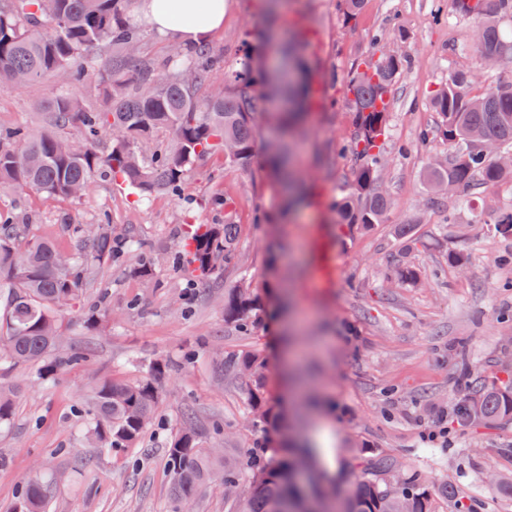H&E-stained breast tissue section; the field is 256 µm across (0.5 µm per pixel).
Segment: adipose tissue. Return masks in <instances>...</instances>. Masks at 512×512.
<instances>
[{"mask_svg":"<svg viewBox=\"0 0 512 512\" xmlns=\"http://www.w3.org/2000/svg\"><path fill=\"white\" fill-rule=\"evenodd\" d=\"M227 0H207L197 10L196 0H139L138 10L158 32L178 41L194 43L224 25Z\"/></svg>","mask_w":512,"mask_h":512,"instance_id":"obj_1","label":"adipose tissue"}]
</instances>
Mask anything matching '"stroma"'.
I'll return each instance as SVG.
<instances>
[{"label":"stroma","mask_w":512,"mask_h":512,"mask_svg":"<svg viewBox=\"0 0 512 512\" xmlns=\"http://www.w3.org/2000/svg\"><path fill=\"white\" fill-rule=\"evenodd\" d=\"M264 0H227L224 26L208 40L224 59L213 76L238 67L243 41L265 58L293 32L303 38L309 73L297 74L302 130L292 137L290 168L312 203L293 202L269 172L268 146L280 139L268 120L280 97L263 95L249 171L225 166L222 154L203 158L184 193L146 202L107 178H96L76 198L50 199L0 184V212L27 225V238L49 237L75 253L78 224H109L132 240L123 258L87 271L78 300L60 308L61 354L86 353L54 382L41 384L35 367L0 366V383L20 387L15 417L0 430V512H13L17 487L33 469L51 480L45 512H170L166 447L184 411L197 418L202 447L241 459L259 434L249 425V402L240 379L226 375L215 355L256 352L267 361L264 396L281 416L295 419L299 437L311 438L333 422L335 475L350 490V462L387 457L415 469L450 496L435 495V512H512V421L492 428L460 425L456 409L475 379L503 376L512 359V238L479 221L488 206L512 207V179L470 186L433 203L426 191L429 157L444 156L438 139L418 145L420 129L439 120L432 95L449 72L479 76V89L512 82V66L485 60L470 48L472 22L454 14L449 0H367L355 26H344L338 0H283L276 16ZM398 32L399 51L411 65L398 84L389 117L388 164L382 185L392 203L386 223L367 230L336 222L331 208L354 161L337 147L353 127L341 86L369 55L373 35ZM55 75L17 89H0V129L48 127L47 102L66 88ZM408 146L400 156V146ZM232 199L241 226L239 265L216 287L200 286L190 301L188 283L167 265L153 280L134 269L143 252H170L185 221L220 224L223 211L206 206L214 195ZM412 225L407 246L395 227ZM465 258L456 267L453 255ZM418 270L417 283L399 281L396 265ZM248 278L263 310L251 335L224 320V292ZM97 316L96 327L85 320ZM171 362L160 390L157 419L138 447L115 451L83 445L84 400L93 376L134 381L156 361ZM223 433H215V424Z\"/></svg>","instance_id":"stroma-1"}]
</instances>
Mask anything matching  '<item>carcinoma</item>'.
<instances>
[{"mask_svg": "<svg viewBox=\"0 0 512 512\" xmlns=\"http://www.w3.org/2000/svg\"><path fill=\"white\" fill-rule=\"evenodd\" d=\"M365 0H342L343 22L356 24ZM132 0H9L0 6V87H12L15 77L32 83L62 73L69 83L93 84L96 99L86 100L65 91L51 101L52 129L32 134L25 127L0 129V183L12 184L49 198H68L85 192L96 177L104 176L143 200L154 193L183 194L195 163L220 152L224 163L248 170L254 156L252 129L260 111L256 69L250 55L224 77V89L210 90L213 73L222 62L207 44L171 50L169 65L157 69L138 51L141 27L130 20ZM454 13L473 20L469 40L487 61L512 60V35L501 20L512 15V0H452ZM379 44L344 81L353 110L354 131L341 152L355 159L350 178L335 204L338 223L363 229L388 220L390 200L380 187L388 162L386 134L396 82L410 65L405 54H394L389 41ZM101 45L112 54L101 63L90 54ZM473 77L463 70L448 75L434 91L432 104L440 116L436 126L424 129L420 140L433 136L448 146L446 166L428 168L427 184L438 195L455 193L479 180L496 183L512 177L486 155L481 144L494 142L512 154V83L471 91ZM75 127L79 142L67 141L58 129ZM165 130L167 143L156 141ZM111 137V149L101 156L95 144ZM70 148L62 150L61 143ZM224 223L189 224L171 253L170 267L178 275H193L203 283H217L224 270L239 262L241 225L225 197ZM479 223L495 225L503 238L512 236V209L480 213ZM24 225L7 217L0 221V363L38 365L37 378L51 382L66 367L85 361L75 353L54 356L59 344L57 311L77 300L84 269L112 262L130 240L96 226L94 236L81 235L83 252L59 261L61 250L47 237L23 240ZM158 260L144 252L136 267L145 279L153 276ZM224 317L241 332L260 322L261 309L250 284L242 280L224 292ZM222 370L248 379L250 414L254 427L273 416L263 396L267 364L258 354L227 353ZM170 365L156 362L135 382L96 378L91 383L87 440L96 446L131 448L152 422L159 384ZM19 388L0 384V426L11 423ZM480 410L483 423L512 419V385L477 384L458 408L460 422L467 407ZM184 427L167 447L172 512H181L212 485L215 474L243 488L226 500L229 512H271L274 502L283 512H312L311 502L296 490L299 457L316 454L313 448H295L271 461L253 450L237 464H228L200 446L193 412L183 413ZM392 461L378 458L359 466V476L348 495L326 500L319 512H433V491L419 473L412 472L394 494L385 493L384 477ZM49 485L35 473L21 486L14 512H43Z\"/></svg>", "mask_w": 512, "mask_h": 512, "instance_id": "1", "label": "carcinoma"}]
</instances>
